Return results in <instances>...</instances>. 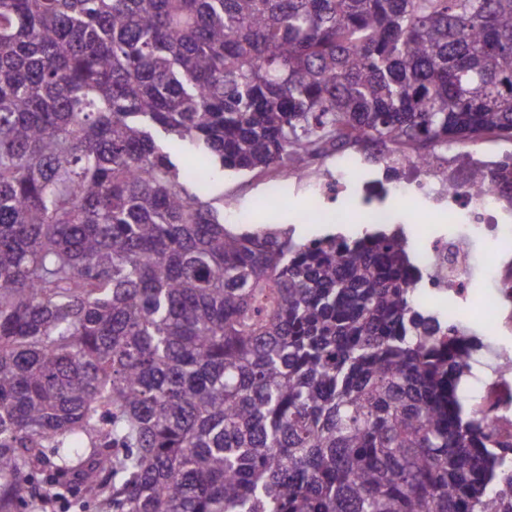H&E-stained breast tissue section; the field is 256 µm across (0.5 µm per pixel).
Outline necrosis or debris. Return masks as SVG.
<instances>
[{
	"mask_svg": "<svg viewBox=\"0 0 512 512\" xmlns=\"http://www.w3.org/2000/svg\"><path fill=\"white\" fill-rule=\"evenodd\" d=\"M388 158L395 170L392 194H424L435 211L465 222L464 235L453 241L444 236H414L415 264L427 274L416 294L427 309L448 297L465 307L478 306L482 334L477 339V356L488 359L491 373L486 377L469 374L463 391L478 394L482 404L492 408L491 430L498 439L512 442V260L500 256L487 260L484 276L489 287L483 296H476L471 276L473 242L512 230V179L495 182L478 195L469 192L476 170H491L502 163L487 149H455L426 161L399 147L389 151ZM361 163L360 156L342 149L336 154L335 175L307 179L312 197L322 208L323 223H340L333 203L346 196L348 180Z\"/></svg>",
	"mask_w": 512,
	"mask_h": 512,
	"instance_id": "obj_1",
	"label": "necrosis or debris"
}]
</instances>
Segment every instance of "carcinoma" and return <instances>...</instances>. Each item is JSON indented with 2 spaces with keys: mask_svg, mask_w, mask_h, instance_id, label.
Here are the masks:
<instances>
[{
  "mask_svg": "<svg viewBox=\"0 0 512 512\" xmlns=\"http://www.w3.org/2000/svg\"><path fill=\"white\" fill-rule=\"evenodd\" d=\"M491 130L512 0H0V512L42 474L98 512H512L408 238L237 231L199 184Z\"/></svg>",
  "mask_w": 512,
  "mask_h": 512,
  "instance_id": "carcinoma-1",
  "label": "carcinoma"
}]
</instances>
